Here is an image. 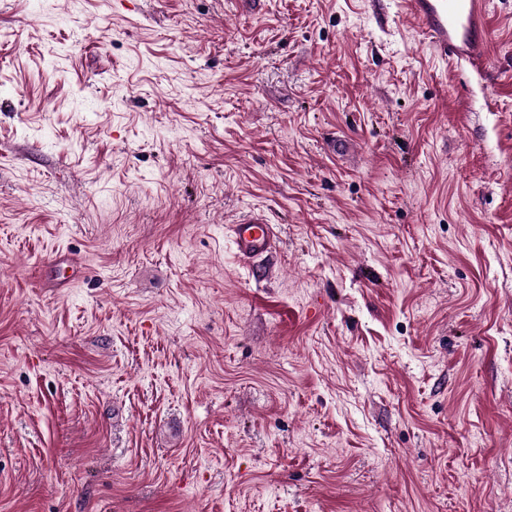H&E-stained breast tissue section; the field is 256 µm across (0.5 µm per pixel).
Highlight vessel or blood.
Here are the masks:
<instances>
[{
    "instance_id": "b4317fda",
    "label": "vessel or blood",
    "mask_w": 512,
    "mask_h": 512,
    "mask_svg": "<svg viewBox=\"0 0 512 512\" xmlns=\"http://www.w3.org/2000/svg\"><path fill=\"white\" fill-rule=\"evenodd\" d=\"M407 13L418 22L433 50L445 60L481 73L490 52L491 22L487 0H404ZM238 258L265 274V258L280 244L276 225L249 214L229 227Z\"/></svg>"
}]
</instances>
